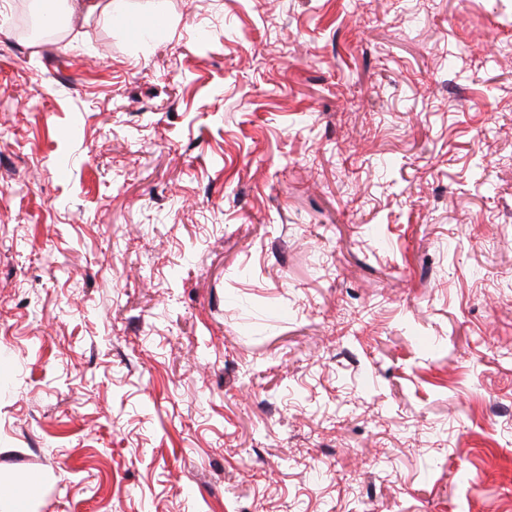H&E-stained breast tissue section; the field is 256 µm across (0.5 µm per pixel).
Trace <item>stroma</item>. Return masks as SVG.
<instances>
[{
	"mask_svg": "<svg viewBox=\"0 0 512 512\" xmlns=\"http://www.w3.org/2000/svg\"><path fill=\"white\" fill-rule=\"evenodd\" d=\"M26 2L0 473L36 512H512V0H128L48 42Z\"/></svg>",
	"mask_w": 512,
	"mask_h": 512,
	"instance_id": "35a3bbf8",
	"label": "stroma"
}]
</instances>
